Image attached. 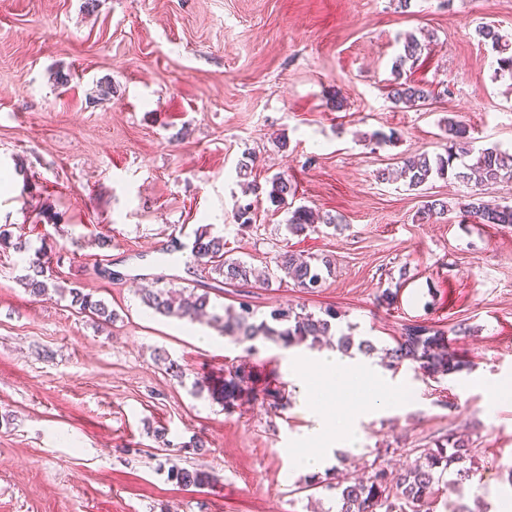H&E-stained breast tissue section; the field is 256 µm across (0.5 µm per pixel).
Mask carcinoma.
Segmentation results:
<instances>
[{"instance_id":"cac0c4a2","label":"carcinoma","mask_w":512,"mask_h":512,"mask_svg":"<svg viewBox=\"0 0 512 512\" xmlns=\"http://www.w3.org/2000/svg\"><path fill=\"white\" fill-rule=\"evenodd\" d=\"M478 42L497 54L495 77L505 76L512 79V44L504 39L498 27L493 24H481L475 29ZM427 44L415 34L405 35L402 52L393 63L395 79L387 85L386 97L394 105L407 108L422 107L436 98L437 93L425 84L401 80V74L408 62L419 61ZM447 143L442 153H419L403 158L400 168L394 172L382 170L378 173L381 181L402 180L409 188L421 190L434 179H454L469 185L472 189L464 199L455 203L461 217L477 224H512V205L501 204L495 200H486L481 196V187L501 182L512 183V153L496 147L477 148L469 128L456 120L446 125ZM469 157L471 162L456 164V161ZM268 201L278 208H289L286 229L292 236H306L317 231L311 208L300 205L290 208L288 197L295 195V186L287 176L277 174L269 180ZM256 213L251 202L240 204L235 212L239 226L249 227L255 223ZM224 237L214 235L208 228L195 233L192 254L204 264L210 272L221 278V283L233 286H246L251 282L253 269L245 262L225 257ZM0 247L13 248L16 252L31 249L29 241L22 237H13L12 231L0 225ZM36 258L29 262L28 273L20 279L23 287L33 296L41 297L48 293L49 283L54 281L50 262L44 259L42 249L35 250ZM332 262L327 257L313 256L308 260L300 259L293 251L283 249L274 257V268L266 283L288 280L303 289L320 287L323 272H331ZM72 302L79 305L83 313H90L97 319L109 323L112 312L100 300L77 288L70 289ZM144 305L164 317H176L190 321H209L222 323L223 333L231 334L240 341L250 343L247 351L256 350L254 342L272 341L288 348L305 344L314 349L325 336H332L333 325L340 319L336 310L328 308L318 315L294 307L280 308L271 312V321H253V310L244 302L239 310H225L220 316L213 312L210 292L198 287H186L178 294L166 288H153L143 293ZM354 344L352 336L340 334L336 339V349L344 354L350 353ZM358 350L369 354L374 351L373 344L362 340ZM407 365L414 371L429 377L447 376L469 369V362L458 358L448 349V336L445 331L432 326L406 324L401 329L396 345L386 352V367L395 371ZM251 378L249 366L241 363L228 370L224 377V387L220 395L224 406L234 404L242 394V383ZM474 448L470 441L453 433L433 448L422 449L420 456L425 463L406 469L396 477L384 468L375 467L367 480L343 478L336 482V503L338 512H420L426 499L433 494L435 487H456L469 479L470 468L467 461L473 458ZM456 467V479L443 482L444 475L451 467ZM170 478L180 487L203 488L210 484L209 473L198 469L173 466L169 470Z\"/></svg>"}]
</instances>
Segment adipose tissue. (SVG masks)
<instances>
[{
    "mask_svg": "<svg viewBox=\"0 0 512 512\" xmlns=\"http://www.w3.org/2000/svg\"><path fill=\"white\" fill-rule=\"evenodd\" d=\"M290 376L301 382L302 408L313 422L296 458L303 472L321 471L336 449L356 447L363 418L397 410L403 402L401 393L387 387L380 373L334 350L317 353L310 363L294 361Z\"/></svg>",
    "mask_w": 512,
    "mask_h": 512,
    "instance_id": "obj_1",
    "label": "adipose tissue"
}]
</instances>
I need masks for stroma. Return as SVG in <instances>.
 I'll use <instances>...</instances> for the list:
<instances>
[{
    "label": "stroma",
    "instance_id": "obj_1",
    "mask_svg": "<svg viewBox=\"0 0 512 512\" xmlns=\"http://www.w3.org/2000/svg\"><path fill=\"white\" fill-rule=\"evenodd\" d=\"M481 23L512 41V0H412L405 13L393 0H0V225L45 248L57 276L55 290L33 297L19 283L29 253L0 248V512H336L326 488L336 469L399 474L451 433L469 438L473 476L430 512H499L512 500V395L489 394L512 380V225L464 223L454 210L423 222L426 202L455 203L467 187L376 178L442 151L450 117L476 147L512 152V80L495 78ZM408 32L432 37L407 73L440 93L422 108L386 97ZM376 130L398 138L372 147L364 136ZM247 155L258 185L288 175L294 205L337 226L291 236L286 209L261 196L255 224L239 229ZM208 224L229 257L258 269L283 249L333 261L316 292L227 286L211 294L216 313L242 301L259 321L289 305L335 307L340 330L376 346L357 361L377 368L403 325H433L470 371H386L404 408L361 421L359 447L340 449L306 489L287 450L310 422L288 376L312 349L261 342L250 355L207 322L141 301L155 281H205L191 246ZM73 287L113 321L79 312ZM388 288L399 291L391 308L378 301ZM198 332L215 345H196ZM242 362L255 389L284 383L283 408H225L215 391ZM199 438L204 448H192ZM174 465L213 480L182 489L168 476Z\"/></svg>",
    "mask_w": 512,
    "mask_h": 512
}]
</instances>
